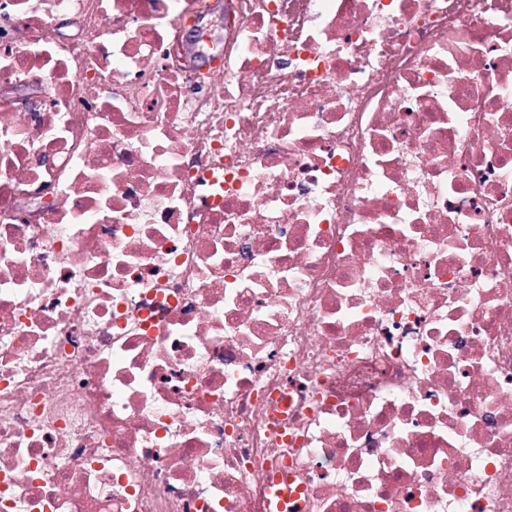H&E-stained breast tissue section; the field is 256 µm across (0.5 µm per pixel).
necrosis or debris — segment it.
Listing matches in <instances>:
<instances>
[{"instance_id": "obj_1", "label": "necrosis or debris", "mask_w": 512, "mask_h": 512, "mask_svg": "<svg viewBox=\"0 0 512 512\" xmlns=\"http://www.w3.org/2000/svg\"><path fill=\"white\" fill-rule=\"evenodd\" d=\"M282 482L512 512V0H0V512Z\"/></svg>"}]
</instances>
